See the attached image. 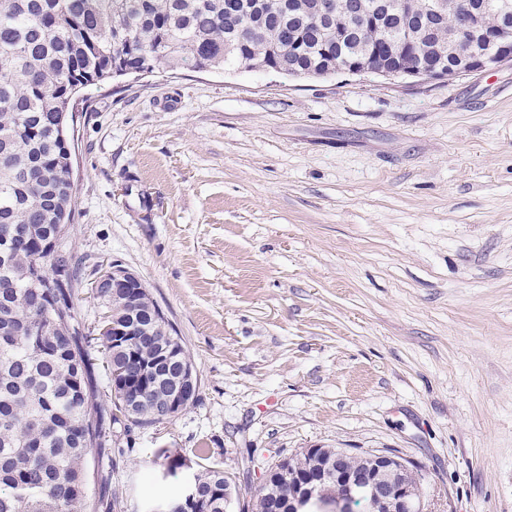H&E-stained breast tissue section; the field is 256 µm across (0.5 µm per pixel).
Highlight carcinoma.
Instances as JSON below:
<instances>
[{"label": "carcinoma", "mask_w": 512, "mask_h": 512, "mask_svg": "<svg viewBox=\"0 0 512 512\" xmlns=\"http://www.w3.org/2000/svg\"><path fill=\"white\" fill-rule=\"evenodd\" d=\"M226 0H0V227L29 224L31 235L70 233L75 192L67 144L58 119L73 112L80 89L112 79V65L153 66L154 72L201 65L217 70L263 66L274 70L275 24L265 0H237L253 16V34L238 38ZM301 51V75L319 77L335 67L336 24L309 23L311 0H282ZM428 41L409 47L429 62L428 42H445L448 18L428 20ZM126 34L123 55L116 37ZM78 262L69 249L42 251L19 241L0 258V512H96L88 493L92 449L102 446L124 402L139 400L131 424L152 425V394L137 378L149 370L161 387L176 384L177 370L160 360L161 347L189 359L173 325L154 319L158 303L145 284L139 292L107 294L108 319L136 325L134 336L103 337L109 363L128 380L112 388V407L96 401L83 334L73 304ZM50 273L61 276L46 294L32 291ZM199 500L187 512H224V471L201 462ZM279 464L261 486L254 512H277L288 501Z\"/></svg>", "instance_id": "carcinoma-1"}]
</instances>
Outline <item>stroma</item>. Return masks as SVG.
I'll return each instance as SVG.
<instances>
[{"instance_id": "obj_1", "label": "stroma", "mask_w": 512, "mask_h": 512, "mask_svg": "<svg viewBox=\"0 0 512 512\" xmlns=\"http://www.w3.org/2000/svg\"><path fill=\"white\" fill-rule=\"evenodd\" d=\"M74 124L75 293L136 273L197 401L93 449L98 512L176 489L162 450L233 474L392 449L428 512H512V64L452 79L191 68L91 85Z\"/></svg>"}]
</instances>
